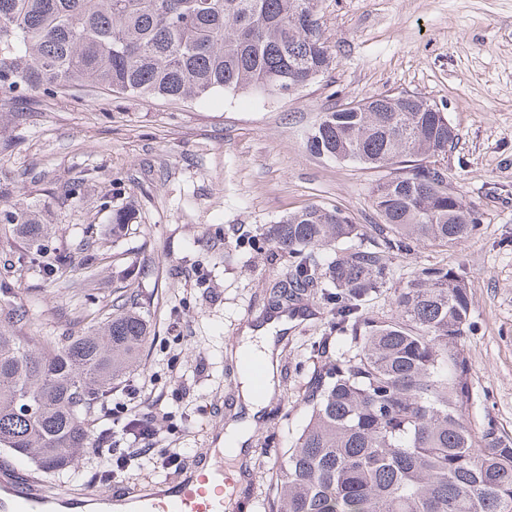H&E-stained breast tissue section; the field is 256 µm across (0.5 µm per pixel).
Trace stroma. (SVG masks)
<instances>
[{
	"label": "stroma",
	"instance_id": "obj_1",
	"mask_svg": "<svg viewBox=\"0 0 512 512\" xmlns=\"http://www.w3.org/2000/svg\"><path fill=\"white\" fill-rule=\"evenodd\" d=\"M319 24L335 61L290 95L218 92L195 102L137 99L93 88L17 101L0 112V172L16 198L48 207L49 244L71 268L46 275L21 265L25 242L0 224V279L30 308L37 331L67 336L104 316L120 294L149 321L139 365L112 391L153 379L169 414L161 447L168 469L130 464L123 485L178 479L226 426L242 421L234 350L244 328L276 316L269 292L290 270L287 251L253 238L311 204L376 223L370 192L385 169L319 157L306 137L323 112L378 94H406L444 112L457 137L432 157L479 214L470 237L393 257L395 285L427 266L465 280L472 328L462 344L472 392L465 419L512 437V0H320ZM79 180L83 198L68 197ZM135 219L112 237V211ZM135 267L136 279L118 272ZM348 350L329 305L311 292L297 304L272 356L273 388L254 418L236 468L240 496L225 512H268L277 452L304 427L303 402L324 360L320 343Z\"/></svg>",
	"mask_w": 512,
	"mask_h": 512
}]
</instances>
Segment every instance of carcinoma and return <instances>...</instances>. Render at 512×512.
I'll return each mask as SVG.
<instances>
[{
  "instance_id": "1",
  "label": "carcinoma",
  "mask_w": 512,
  "mask_h": 512,
  "mask_svg": "<svg viewBox=\"0 0 512 512\" xmlns=\"http://www.w3.org/2000/svg\"><path fill=\"white\" fill-rule=\"evenodd\" d=\"M305 0H0V104L54 95L84 83L133 97L198 99L217 90L286 95L327 73L334 57ZM455 136L442 112L414 96L380 94L325 112L307 137L319 156L394 168L371 191L381 245L338 208L311 205L270 226L292 258L272 307L294 309L321 288L338 353L311 377L309 419L282 453L268 512H512V438L489 425L476 436L464 410L470 367L469 293L446 267H424L395 289L397 315L362 313L393 281L392 259L416 244L451 247L477 230L447 176L409 159L448 152ZM131 214L112 212V239ZM0 224H13L42 258V271L71 263L48 252L41 209L0 193ZM334 250L325 270L317 250ZM28 312L0 315V449L20 464L80 479L87 417L134 370L148 335L125 298L90 329L23 336ZM34 407L22 412L23 404Z\"/></svg>"
}]
</instances>
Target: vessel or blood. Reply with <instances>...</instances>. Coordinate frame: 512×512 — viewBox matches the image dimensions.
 Wrapping results in <instances>:
<instances>
[{"label": "vessel or blood", "mask_w": 512, "mask_h": 512, "mask_svg": "<svg viewBox=\"0 0 512 512\" xmlns=\"http://www.w3.org/2000/svg\"><path fill=\"white\" fill-rule=\"evenodd\" d=\"M230 449H214L211 457L196 463L175 482L148 488L118 486L78 496L49 494L31 479H0V512H224L233 497L237 481L224 461Z\"/></svg>", "instance_id": "1"}]
</instances>
